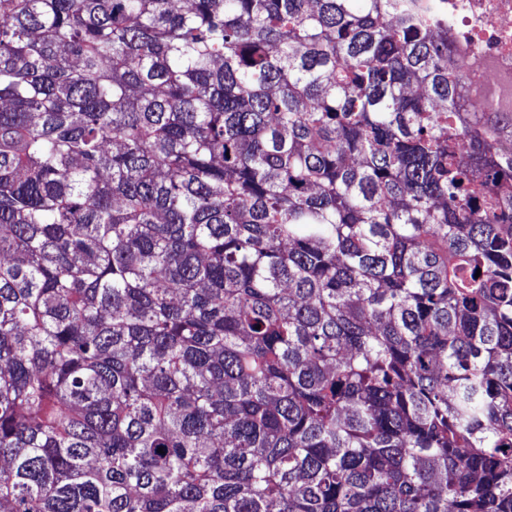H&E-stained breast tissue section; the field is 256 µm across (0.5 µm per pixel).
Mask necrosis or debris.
<instances>
[{"label": "necrosis or debris", "instance_id": "4bbe7bcc", "mask_svg": "<svg viewBox=\"0 0 512 512\" xmlns=\"http://www.w3.org/2000/svg\"><path fill=\"white\" fill-rule=\"evenodd\" d=\"M448 54L460 73V118L491 112L512 149V0H445Z\"/></svg>", "mask_w": 512, "mask_h": 512}]
</instances>
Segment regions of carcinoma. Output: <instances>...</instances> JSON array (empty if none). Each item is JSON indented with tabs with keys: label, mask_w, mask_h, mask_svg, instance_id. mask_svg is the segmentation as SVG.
I'll use <instances>...</instances> for the list:
<instances>
[{
	"label": "carcinoma",
	"mask_w": 512,
	"mask_h": 512,
	"mask_svg": "<svg viewBox=\"0 0 512 512\" xmlns=\"http://www.w3.org/2000/svg\"><path fill=\"white\" fill-rule=\"evenodd\" d=\"M459 106L442 0H0V512H512Z\"/></svg>",
	"instance_id": "carcinoma-1"
}]
</instances>
